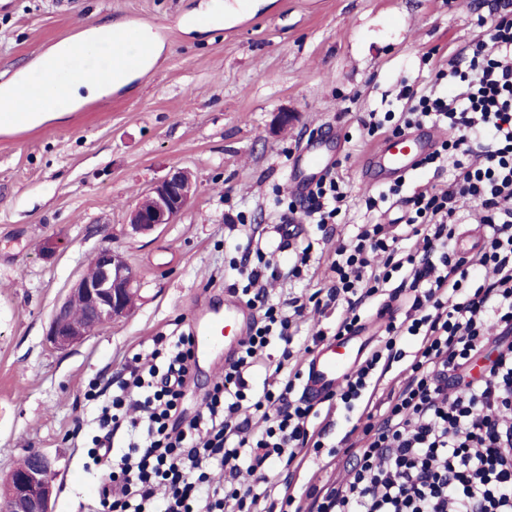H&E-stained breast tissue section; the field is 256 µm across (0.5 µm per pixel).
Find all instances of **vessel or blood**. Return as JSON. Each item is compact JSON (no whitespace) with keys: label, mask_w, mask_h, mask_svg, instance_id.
I'll return each mask as SVG.
<instances>
[{"label":"vessel or blood","mask_w":512,"mask_h":512,"mask_svg":"<svg viewBox=\"0 0 512 512\" xmlns=\"http://www.w3.org/2000/svg\"><path fill=\"white\" fill-rule=\"evenodd\" d=\"M85 43L80 39L68 42L63 57L47 60L41 67V76L58 80L61 69L73 68L75 61L83 59ZM33 124L15 119L11 115L0 116V137L19 138L33 133ZM436 145L434 135L419 131H407L383 138L370 152L372 168L385 179H397L415 169L417 163ZM304 174L292 183L295 192L303 194L324 176L333 161L324 149L322 141L307 144L302 151ZM255 314L251 308L234 298L224 301L223 308L209 307L197 313L191 320V332L195 338L196 357L206 359L215 353H223L225 361H232L239 345L250 331ZM376 339L375 334L362 331L331 338L310 353L304 363L305 396L313 401L332 395L340 383L351 374L362 356Z\"/></svg>","instance_id":"obj_1"}]
</instances>
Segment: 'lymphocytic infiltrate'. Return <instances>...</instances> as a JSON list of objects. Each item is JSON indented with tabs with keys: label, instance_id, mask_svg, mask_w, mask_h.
I'll return each instance as SVG.
<instances>
[{
	"label": "lymphocytic infiltrate",
	"instance_id": "f902f5d3",
	"mask_svg": "<svg viewBox=\"0 0 512 512\" xmlns=\"http://www.w3.org/2000/svg\"><path fill=\"white\" fill-rule=\"evenodd\" d=\"M466 66L437 70L445 95L407 91L409 106L395 133L436 122L448 138L424 162L452 166L445 187L403 196L404 228L361 225L340 239L331 275L313 293L315 307L343 306L336 323L343 335L365 319L380 297L406 296L404 316L390 315L380 344L357 366L336 396L348 410L372 412L376 388L396 363L406 383L385 403L380 423H366L353 448L355 465L345 481L310 488L316 512H512V15L500 16L490 39L474 38L459 51ZM304 216L336 223L350 198L333 174L306 195ZM470 202L488 235L476 254L461 256L451 243L462 202ZM241 294L257 318L223 375L200 407L183 404L195 368L194 338L171 340L165 370L129 367V375L103 408L93 461L102 466L95 512H288L295 497L291 477L269 482L272 463L300 465L306 449H320L318 411L296 396L302 358L293 351V327L304 307L298 298L269 303L262 281L281 277L280 267L257 254L242 256ZM417 341L412 352L400 342ZM283 342L269 361L271 340ZM496 355L473 377L471 361L490 341ZM271 373L262 389L249 374ZM126 430V444L114 437ZM224 471L213 485L212 468Z\"/></svg>",
	"mask_w": 512,
	"mask_h": 512
}]
</instances>
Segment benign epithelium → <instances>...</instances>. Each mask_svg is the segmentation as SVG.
I'll use <instances>...</instances> for the list:
<instances>
[{
	"mask_svg": "<svg viewBox=\"0 0 512 512\" xmlns=\"http://www.w3.org/2000/svg\"><path fill=\"white\" fill-rule=\"evenodd\" d=\"M196 194L192 174L172 169L155 183L130 214L136 233H147L174 223L191 205ZM135 272L121 254L104 248L94 254V273L82 275L56 307L47 331L55 349H66L96 329L126 316L132 309ZM53 462L44 452L29 450L24 465L0 484V512H52Z\"/></svg>",
	"mask_w": 512,
	"mask_h": 512,
	"instance_id": "7a95c632",
	"label": "benign epithelium"
}]
</instances>
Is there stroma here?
I'll return each mask as SVG.
<instances>
[{"label":"stroma","mask_w":512,"mask_h":512,"mask_svg":"<svg viewBox=\"0 0 512 512\" xmlns=\"http://www.w3.org/2000/svg\"><path fill=\"white\" fill-rule=\"evenodd\" d=\"M210 0H10L0 9V85L36 53L85 26L134 24L168 32L152 69L89 109L46 119L27 138L0 140V479L27 450L55 461L53 512H92L100 469L88 455L113 383L154 337L188 330L198 306L223 305L244 280L232 265L246 245L292 256L278 234L300 145L341 143L337 172L355 205L338 223L302 221L313 242L301 278L273 297L308 300L324 257L358 225L401 224L402 196L374 183L363 161L377 143L361 118L402 112L404 88L432 86L436 70L488 35L507 0H265L237 27L195 24ZM436 86V85H433ZM447 93V84L436 86ZM296 113L288 128L278 112ZM197 193L175 223L139 234L131 209L173 168ZM367 211L366 197L378 198ZM58 241L46 256L48 241ZM108 247L137 275L130 315L58 351L46 340L56 306ZM326 451L293 477L296 497L340 481L351 465L333 454L357 413L321 403Z\"/></svg>","instance_id":"obj_1"}]
</instances>
